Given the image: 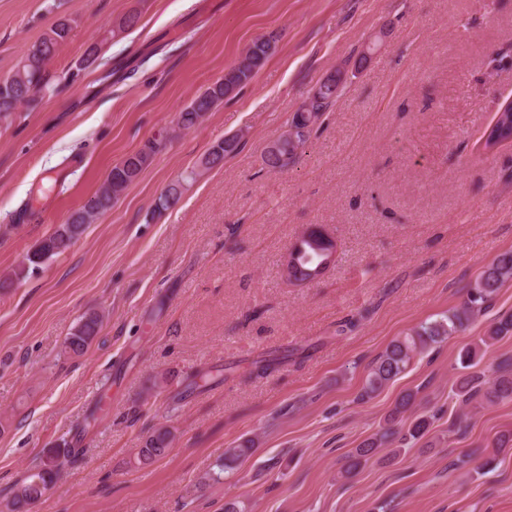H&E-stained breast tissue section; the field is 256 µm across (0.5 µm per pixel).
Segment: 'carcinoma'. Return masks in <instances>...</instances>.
<instances>
[{
    "label": "carcinoma",
    "mask_w": 512,
    "mask_h": 512,
    "mask_svg": "<svg viewBox=\"0 0 512 512\" xmlns=\"http://www.w3.org/2000/svg\"><path fill=\"white\" fill-rule=\"evenodd\" d=\"M74 20L60 18L55 21L42 36L30 45L12 72L0 79V113L12 112L18 106L32 105L40 102L50 90L48 66L58 48L69 38ZM271 39H256L246 50L241 60L224 71V76L214 82L205 91L183 107L177 117V127L190 129L194 127L205 113L212 111L224 102L230 91L248 83L272 53ZM344 86L328 79L321 80L307 94L301 107L293 112L288 124H297L299 112L330 111L335 105ZM311 131L296 133L293 147L283 145L279 155L268 152L263 155V163L272 170H283L293 163L303 152ZM512 141V107L497 112L496 122L491 127L485 146ZM160 143L151 142L138 152L129 155L115 164L101 183L95 194L81 209L73 212L66 222L58 225L55 231L41 241L26 256V263L13 272L17 279L25 277L28 272L39 269L47 260L66 251L85 232L100 214L112 206V201L138 179L155 159ZM224 163V142L220 141L203 157L197 168L190 170L182 180L173 183L157 198L155 209L159 212L173 207L182 195L183 183L196 180L202 172ZM298 255L299 267L295 272L297 279L311 281L328 266L333 256L330 242L319 229H312L302 237L294 247ZM512 282V249L499 254L471 283L465 299L456 307L433 320L419 323L402 340L392 342L373 362L365 385L359 395L364 400L379 393L388 383L400 376L408 368L411 359L417 353L428 350L443 342L448 337L466 328L483 316L491 307L498 290ZM102 325V316L88 313L82 317L73 332L65 340V350L74 355L84 353L98 334ZM512 335V317L499 319L490 329L489 335L482 343L497 341ZM499 375L482 382L474 375H462L455 385V396L462 403H469L481 396L488 403L512 401V366L504 363L498 368ZM416 394L407 392L401 396L393 411L385 418L380 430L364 440L350 455L345 473L350 475L362 464L377 456L382 446L397 433V426L404 415L415 403ZM432 417L418 416L408 428L404 438L421 439L429 432ZM172 443V433L167 428L157 429L146 441V446L139 450L144 460H151L164 455ZM254 443L250 439L241 441L237 446L224 451V458L217 464L216 478L226 470H232L238 461L252 453ZM60 477V465L50 459L29 473L18 485L11 500V507L19 510L41 499L46 491Z\"/></svg>",
    "instance_id": "1"
}]
</instances>
